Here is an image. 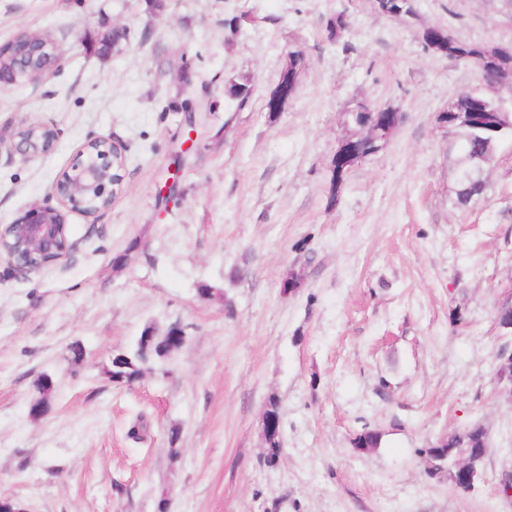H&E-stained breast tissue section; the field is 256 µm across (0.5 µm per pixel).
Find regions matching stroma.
Returning <instances> with one entry per match:
<instances>
[{
	"label": "stroma",
	"mask_w": 512,
	"mask_h": 512,
	"mask_svg": "<svg viewBox=\"0 0 512 512\" xmlns=\"http://www.w3.org/2000/svg\"><path fill=\"white\" fill-rule=\"evenodd\" d=\"M161 3L0 0V45L28 30L64 48L54 73L0 86L1 133L59 132L45 157L0 154V225L56 205L88 140L127 147L111 207L68 212L69 259L28 276L0 261V494L25 512H512V386L495 379L512 335L494 321L512 283V136L482 195L455 205L459 137L437 117L486 86L421 43L442 26L510 46L512 0H414L408 21L369 0ZM113 26L123 49L98 56ZM293 53L296 93L267 111ZM362 101L403 118L335 191ZM174 326L186 339L167 368L112 381L115 355ZM43 375L54 392L35 418ZM476 423L475 488L429 477L421 449ZM365 427L378 447L355 448Z\"/></svg>",
	"instance_id": "1"
}]
</instances>
